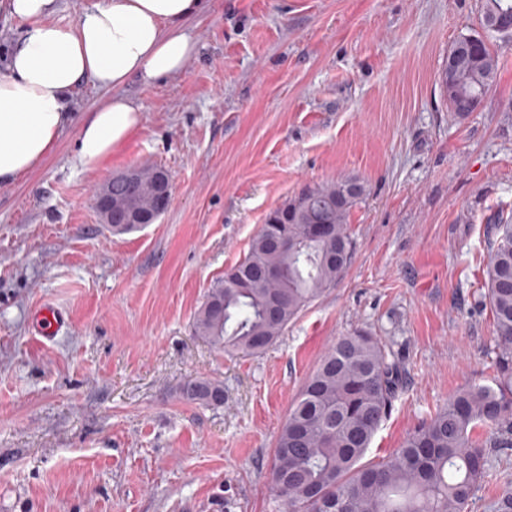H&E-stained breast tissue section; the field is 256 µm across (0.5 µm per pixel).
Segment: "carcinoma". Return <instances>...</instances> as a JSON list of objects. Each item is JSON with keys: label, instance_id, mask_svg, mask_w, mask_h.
I'll use <instances>...</instances> for the list:
<instances>
[{"label": "carcinoma", "instance_id": "carcinoma-1", "mask_svg": "<svg viewBox=\"0 0 512 512\" xmlns=\"http://www.w3.org/2000/svg\"><path fill=\"white\" fill-rule=\"evenodd\" d=\"M512 18V0H484L485 35L443 72L451 110L481 103L494 84L499 58L490 30ZM365 194L355 177L313 183L271 209L249 250L210 288L193 322L194 335L227 354L265 351L312 303L336 286L351 261L352 208ZM141 201L150 216L160 197L141 184L112 180V201ZM321 232L316 233L314 229ZM486 304L497 352L492 384L453 395L410 433L400 450L363 464L406 372L390 345L366 332L344 336L325 354L293 402L274 448L271 490L280 512H464L487 476L489 448H512V224L494 225ZM181 398L224 402V387L191 378Z\"/></svg>", "mask_w": 512, "mask_h": 512}]
</instances>
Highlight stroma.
Here are the masks:
<instances>
[{
	"label": "stroma",
	"mask_w": 512,
	"mask_h": 512,
	"mask_svg": "<svg viewBox=\"0 0 512 512\" xmlns=\"http://www.w3.org/2000/svg\"><path fill=\"white\" fill-rule=\"evenodd\" d=\"M483 0H209L184 71L125 95L140 127L96 167L77 124L0 184V512H275L273 452L331 345L387 341L406 382L364 457L393 455L458 391L490 383L485 305L495 224L512 222V41L494 85L450 111L448 51ZM156 164L167 211L115 235L96 187ZM359 178L353 254L336 288L258 355L192 334L215 281L304 185ZM66 324L36 336L44 308ZM224 402L182 399L190 378ZM512 448L490 450L465 512H497Z\"/></svg>",
	"instance_id": "stroma-1"
}]
</instances>
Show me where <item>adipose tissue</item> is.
<instances>
[{"instance_id": "adipose-tissue-1", "label": "adipose tissue", "mask_w": 512, "mask_h": 512, "mask_svg": "<svg viewBox=\"0 0 512 512\" xmlns=\"http://www.w3.org/2000/svg\"><path fill=\"white\" fill-rule=\"evenodd\" d=\"M207 0H98L76 23L55 21V0H8L26 27L0 69V183L28 174L78 123L77 160L96 166L141 124L139 105L121 92L180 74L199 52L186 21ZM90 81L112 95L74 120L72 95Z\"/></svg>"}]
</instances>
